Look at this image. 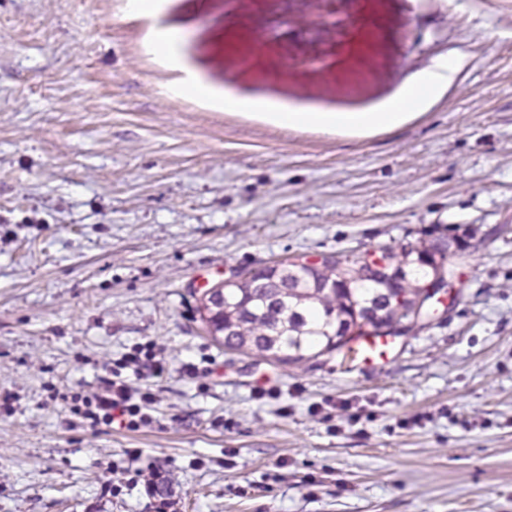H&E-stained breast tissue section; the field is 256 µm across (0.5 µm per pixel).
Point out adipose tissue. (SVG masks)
<instances>
[{
	"instance_id": "ef3b65f1",
	"label": "adipose tissue",
	"mask_w": 512,
	"mask_h": 512,
	"mask_svg": "<svg viewBox=\"0 0 512 512\" xmlns=\"http://www.w3.org/2000/svg\"><path fill=\"white\" fill-rule=\"evenodd\" d=\"M455 72V65L448 59H437L429 68L404 84L389 100L357 112L316 109L286 101L241 97L229 91L219 96L197 74L191 72L170 86L169 92L198 99L216 97L225 110L281 129L310 130L342 136L391 131L401 127L431 97L448 87Z\"/></svg>"
}]
</instances>
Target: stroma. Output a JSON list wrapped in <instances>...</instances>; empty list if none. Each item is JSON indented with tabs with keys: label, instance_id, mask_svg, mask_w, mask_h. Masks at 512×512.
<instances>
[{
	"label": "stroma",
	"instance_id": "obj_1",
	"mask_svg": "<svg viewBox=\"0 0 512 512\" xmlns=\"http://www.w3.org/2000/svg\"><path fill=\"white\" fill-rule=\"evenodd\" d=\"M322 9L0 0V512H512V0H336L333 27ZM154 28L186 34L215 90L326 110L460 66L407 125L324 137L168 95ZM439 240L456 288L385 366L278 367L201 320L235 273ZM146 341L171 363L141 380L157 422L73 417L61 395Z\"/></svg>",
	"mask_w": 512,
	"mask_h": 512
}]
</instances>
